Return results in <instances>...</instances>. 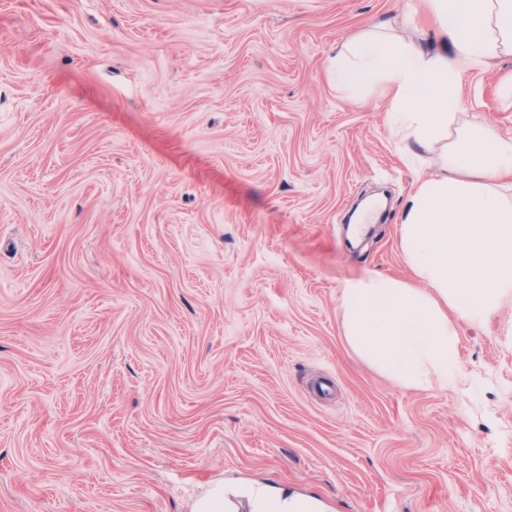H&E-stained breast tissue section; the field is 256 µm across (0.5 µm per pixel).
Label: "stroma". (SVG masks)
<instances>
[{
    "label": "stroma",
    "mask_w": 512,
    "mask_h": 512,
    "mask_svg": "<svg viewBox=\"0 0 512 512\" xmlns=\"http://www.w3.org/2000/svg\"><path fill=\"white\" fill-rule=\"evenodd\" d=\"M407 0H0V512H512V305L412 391L348 345L417 175L327 79ZM512 56L463 108L512 132ZM333 387L320 397L316 381ZM252 512H326V505L288 487L266 484L248 491Z\"/></svg>",
    "instance_id": "35a3bbf8"
}]
</instances>
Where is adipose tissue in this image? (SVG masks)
Listing matches in <instances>:
<instances>
[{"mask_svg":"<svg viewBox=\"0 0 512 512\" xmlns=\"http://www.w3.org/2000/svg\"><path fill=\"white\" fill-rule=\"evenodd\" d=\"M425 17L438 40L423 45L391 22L348 38L330 81L360 103L387 100L391 130L408 154L437 153L400 222L414 278L346 280L339 310L353 351L401 387L447 386L460 369L458 321L486 323L512 305V137L462 121V79L512 55V0H414L403 23ZM252 512H326L315 498L267 484Z\"/></svg>","mask_w":512,"mask_h":512,"instance_id":"1","label":"adipose tissue"}]
</instances>
